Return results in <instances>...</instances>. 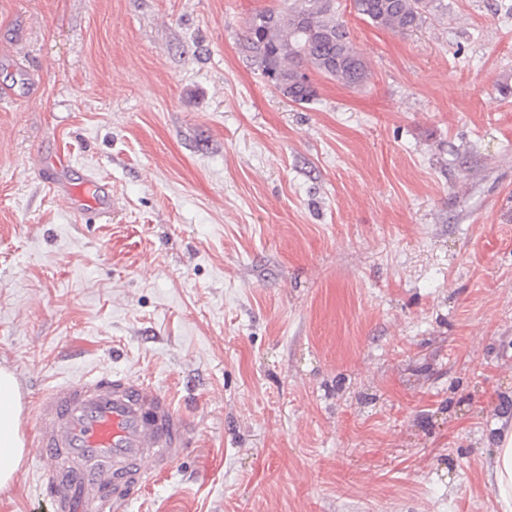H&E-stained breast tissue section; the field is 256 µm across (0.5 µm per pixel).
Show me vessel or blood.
Masks as SVG:
<instances>
[{"label":"vessel or blood","mask_w":512,"mask_h":512,"mask_svg":"<svg viewBox=\"0 0 512 512\" xmlns=\"http://www.w3.org/2000/svg\"><path fill=\"white\" fill-rule=\"evenodd\" d=\"M59 158L42 180L65 204ZM31 459L48 464L52 512H123L150 476L170 474L195 428L158 385L120 371H90L55 383L36 400Z\"/></svg>","instance_id":"1"}]
</instances>
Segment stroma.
<instances>
[{"label": "stroma", "instance_id": "1", "mask_svg": "<svg viewBox=\"0 0 512 512\" xmlns=\"http://www.w3.org/2000/svg\"><path fill=\"white\" fill-rule=\"evenodd\" d=\"M271 0H0V366L25 417L109 367L195 424L125 512H495L512 429V0L408 34L340 0L370 78L287 101ZM112 186V220L40 173ZM48 469L0 512H49ZM69 163L64 156H61L54 168H46L42 171V180L47 184L56 198L64 204H73V201L78 197L76 189L68 188L62 185L59 180L58 174L65 168L69 167ZM486 481L495 493L498 512L512 511V432L494 448L487 465Z\"/></svg>", "mask_w": 512, "mask_h": 512}]
</instances>
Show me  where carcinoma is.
<instances>
[{"label":"carcinoma","instance_id":"carcinoma-1","mask_svg":"<svg viewBox=\"0 0 512 512\" xmlns=\"http://www.w3.org/2000/svg\"><path fill=\"white\" fill-rule=\"evenodd\" d=\"M362 19L394 33L420 27L434 0H353ZM242 53L263 77L296 104H308L317 90L304 68L346 87L357 88L369 78L340 17L339 0H275L247 20L239 38Z\"/></svg>","mask_w":512,"mask_h":512}]
</instances>
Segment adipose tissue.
<instances>
[{"mask_svg":"<svg viewBox=\"0 0 512 512\" xmlns=\"http://www.w3.org/2000/svg\"><path fill=\"white\" fill-rule=\"evenodd\" d=\"M21 396L13 373L0 368V488L12 482L25 453L20 432ZM486 481L498 512H512V433L504 435L487 466Z\"/></svg>","mask_w":512,"mask_h":512,"instance_id":"1","label":"adipose tissue"}]
</instances>
